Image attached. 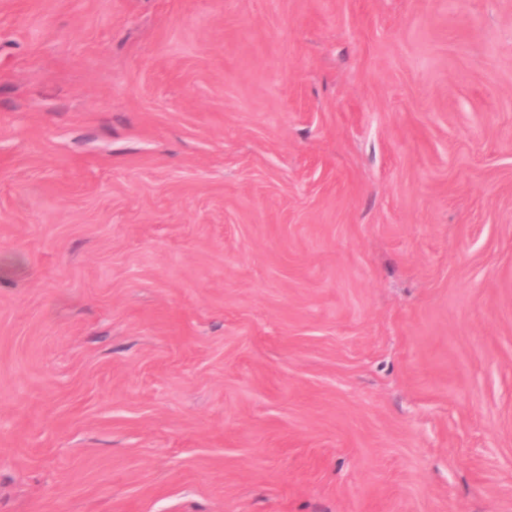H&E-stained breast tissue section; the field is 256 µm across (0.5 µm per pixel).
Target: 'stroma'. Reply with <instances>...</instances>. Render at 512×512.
Segmentation results:
<instances>
[{
  "instance_id": "obj_1",
  "label": "stroma",
  "mask_w": 512,
  "mask_h": 512,
  "mask_svg": "<svg viewBox=\"0 0 512 512\" xmlns=\"http://www.w3.org/2000/svg\"><path fill=\"white\" fill-rule=\"evenodd\" d=\"M0 512H512V0H0Z\"/></svg>"
}]
</instances>
